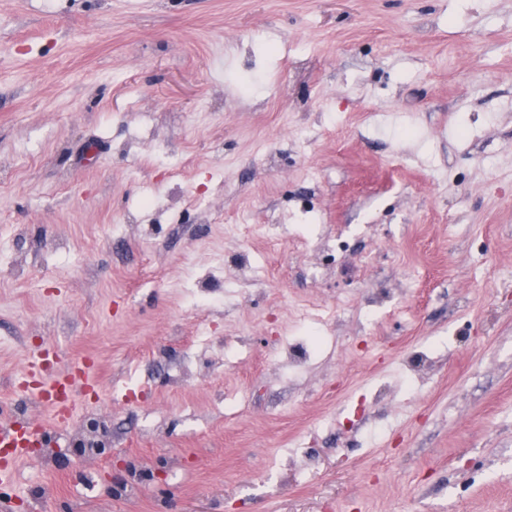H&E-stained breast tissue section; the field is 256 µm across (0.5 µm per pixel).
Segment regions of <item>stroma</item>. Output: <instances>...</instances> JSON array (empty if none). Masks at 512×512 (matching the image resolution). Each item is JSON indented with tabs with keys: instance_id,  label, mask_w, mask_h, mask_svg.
I'll return each mask as SVG.
<instances>
[{
	"instance_id": "1",
	"label": "stroma",
	"mask_w": 512,
	"mask_h": 512,
	"mask_svg": "<svg viewBox=\"0 0 512 512\" xmlns=\"http://www.w3.org/2000/svg\"><path fill=\"white\" fill-rule=\"evenodd\" d=\"M32 351L14 512H512V0H0ZM24 380V389L31 398L50 406L57 427L69 422L76 405L78 390L97 385L91 365L84 360L71 362L64 368H52L45 363V357L41 353L33 355L14 381L20 387Z\"/></svg>"
}]
</instances>
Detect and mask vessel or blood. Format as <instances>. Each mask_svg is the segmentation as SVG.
<instances>
[{"mask_svg":"<svg viewBox=\"0 0 512 512\" xmlns=\"http://www.w3.org/2000/svg\"><path fill=\"white\" fill-rule=\"evenodd\" d=\"M31 398L50 406L57 426L66 425L76 405L79 390L94 385L92 369L85 361H74L63 368L46 364L42 354H35L19 375ZM46 430L34 422L18 426L0 421V486L10 484L19 465L25 461L26 446L34 441L47 442Z\"/></svg>","mask_w":512,"mask_h":512,"instance_id":"b4317fda","label":"vessel or blood"}]
</instances>
